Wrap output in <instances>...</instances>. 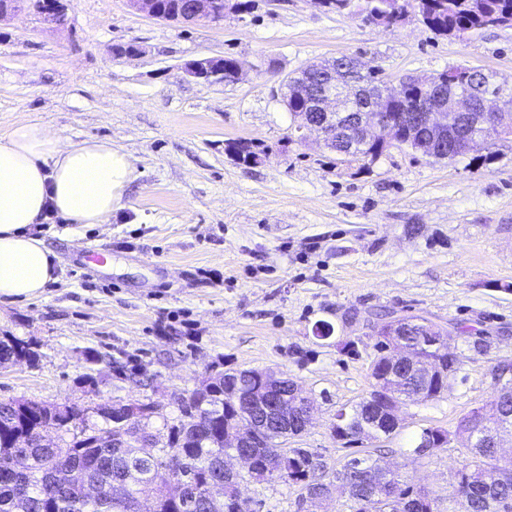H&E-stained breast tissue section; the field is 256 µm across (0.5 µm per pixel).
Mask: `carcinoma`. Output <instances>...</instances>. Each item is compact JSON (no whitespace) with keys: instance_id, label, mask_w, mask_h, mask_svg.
Listing matches in <instances>:
<instances>
[{"instance_id":"carcinoma-1","label":"carcinoma","mask_w":512,"mask_h":512,"mask_svg":"<svg viewBox=\"0 0 512 512\" xmlns=\"http://www.w3.org/2000/svg\"><path fill=\"white\" fill-rule=\"evenodd\" d=\"M367 15L387 18V25L397 20L386 17L389 0H366ZM422 23L432 31L451 37L488 27L512 25V0H414ZM340 66L362 90L367 99L378 90L383 79L376 73L362 75L351 68L348 56L336 58ZM421 90L409 87L404 98L387 103L388 115L398 118L418 111L417 102H438V98L419 100ZM469 118L463 117L455 135L438 144L437 159L454 162L463 156L459 151L461 136L467 132ZM419 316L395 317L376 325L378 355L370 371L374 380L369 396L347 410L340 425L332 429L340 441L351 445L363 441L360 429L371 424L383 429L384 438L392 433L384 429L387 417L386 395L377 391L379 380L392 371L384 350L388 336L403 332L406 341L421 350L430 343L417 325ZM37 354L31 344L15 339H0V362L25 361L35 364ZM448 358L442 369L430 378L410 376L398 383L401 392L412 402L432 400L448 390ZM262 372L252 369H228L209 376L179 400L180 416L164 423L166 435L148 431L154 414L137 415L129 405L99 407L96 414L103 427L87 424V409L70 405L44 404L35 401L0 402V512H17L19 495L26 494L27 512H137L138 497L152 486L171 482L184 483L196 496L193 512H250L231 484H224V504L212 508L208 502L210 483L219 478L215 463L233 452L224 443V430L247 421L243 400L236 397V386L258 380ZM512 411V396L500 395L472 410L459 423L455 437L464 449V459L453 475V498L456 512H501L504 501H512V465L500 464L497 449L466 444L469 424L473 421L487 428L496 413ZM51 427L57 441L43 443L42 432ZM142 434L125 448L107 443L112 432ZM269 445L265 456L276 462L275 471L254 475L260 482L278 481L299 491V501L310 493L329 499L335 489L334 480L342 481L354 512H440L438 499L413 488L406 476L395 471V488L379 486L378 476L362 460L364 469L345 464L334 476L326 473L320 455L306 448L285 449L291 435L273 423L268 428ZM152 512H185L175 497L161 490Z\"/></svg>"}]
</instances>
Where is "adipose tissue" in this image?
I'll use <instances>...</instances> for the list:
<instances>
[{
	"label": "adipose tissue",
	"mask_w": 512,
	"mask_h": 512,
	"mask_svg": "<svg viewBox=\"0 0 512 512\" xmlns=\"http://www.w3.org/2000/svg\"><path fill=\"white\" fill-rule=\"evenodd\" d=\"M108 140L72 143L34 122L0 136V297L31 299L54 282L55 261L34 227L56 214L107 224L133 175Z\"/></svg>",
	"instance_id": "1"
}]
</instances>
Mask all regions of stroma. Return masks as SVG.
Returning <instances> with one entry per match:
<instances>
[{"label":"stroma","instance_id":"1","mask_svg":"<svg viewBox=\"0 0 512 512\" xmlns=\"http://www.w3.org/2000/svg\"><path fill=\"white\" fill-rule=\"evenodd\" d=\"M226 0L224 19L157 21L125 0H67L68 22L30 13L0 21V133L21 121L78 143L107 139L134 166L108 224L54 216L39 236L58 279L37 298H0V339L33 341L36 364L0 367V400L94 408L150 399V430L179 414L207 370L288 374L313 405L294 448L328 470L373 455L449 507L458 442L433 456L409 449L427 427L455 432L512 359V139L439 161L390 146L374 162L341 157L314 132L294 136L279 86L312 61L347 55L385 76L467 65L512 90V27L467 39L416 15L385 27L318 0ZM136 44L119 58L115 45ZM232 57L238 80L203 84L185 62ZM252 142L238 160L231 142ZM109 263L77 267L84 252ZM420 315L448 333L459 359L444 396L400 407L398 433L342 445L336 412L371 390L379 315ZM329 338H317L320 323ZM133 361L117 374L90 351ZM252 512H299L298 491L243 478Z\"/></svg>","mask_w":512,"mask_h":512}]
</instances>
